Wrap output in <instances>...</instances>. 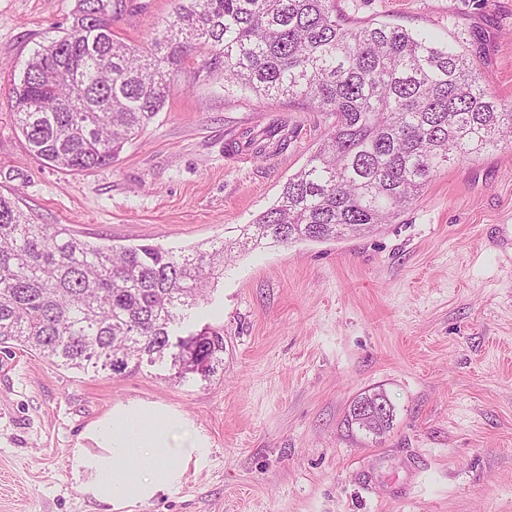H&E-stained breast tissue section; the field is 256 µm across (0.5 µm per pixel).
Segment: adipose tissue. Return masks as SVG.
Returning a JSON list of instances; mask_svg holds the SVG:
<instances>
[{
    "mask_svg": "<svg viewBox=\"0 0 512 512\" xmlns=\"http://www.w3.org/2000/svg\"><path fill=\"white\" fill-rule=\"evenodd\" d=\"M130 417L119 413L96 423L91 437L97 451L74 449L71 467L74 475H87L84 490L94 499L105 502H140L151 499L174 485L182 474L180 460L195 453V446L170 447L166 426L168 416L154 412L148 428L140 436V444L148 451L151 466L148 474H140L129 455Z\"/></svg>",
    "mask_w": 512,
    "mask_h": 512,
    "instance_id": "ef3b65f1",
    "label": "adipose tissue"
}]
</instances>
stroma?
<instances>
[{
    "instance_id": "stroma-1",
    "label": "stroma",
    "mask_w": 512,
    "mask_h": 512,
    "mask_svg": "<svg viewBox=\"0 0 512 512\" xmlns=\"http://www.w3.org/2000/svg\"><path fill=\"white\" fill-rule=\"evenodd\" d=\"M77 0H0V193L37 223L115 246L180 250L271 207L316 150L320 113L223 79H192L112 166L70 174L27 149L11 88ZM174 0H123L113 26L150 48ZM353 24L431 33L512 101V0H336ZM288 122L287 150L240 162L225 133ZM220 328L224 367L176 382L167 367L75 373L0 353V512H512V145L437 173L391 223L341 240L234 250L185 331ZM385 390L393 424L368 436L352 401ZM169 411L200 441L180 482L108 504L72 473L73 449L112 410Z\"/></svg>"
}]
</instances>
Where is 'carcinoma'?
Segmentation results:
<instances>
[{
	"mask_svg": "<svg viewBox=\"0 0 512 512\" xmlns=\"http://www.w3.org/2000/svg\"><path fill=\"white\" fill-rule=\"evenodd\" d=\"M119 0H78L63 35L33 49L12 88L32 155L67 172L112 165L160 112L194 51V78H224L261 98L298 99L331 119L277 202L236 237L176 253L92 243L38 224L0 194V352L15 345L58 368L123 376L166 364L209 379L224 336L176 328L224 275L238 245L270 248L374 231L419 197L433 174L512 136V103L493 96L468 57L384 23L349 25L336 0H175L151 48L117 38ZM279 119L246 130L256 158L288 146ZM384 390L353 401L348 424L390 429Z\"/></svg>",
	"mask_w": 512,
	"mask_h": 512,
	"instance_id": "cac0c4a2",
	"label": "carcinoma"
}]
</instances>
